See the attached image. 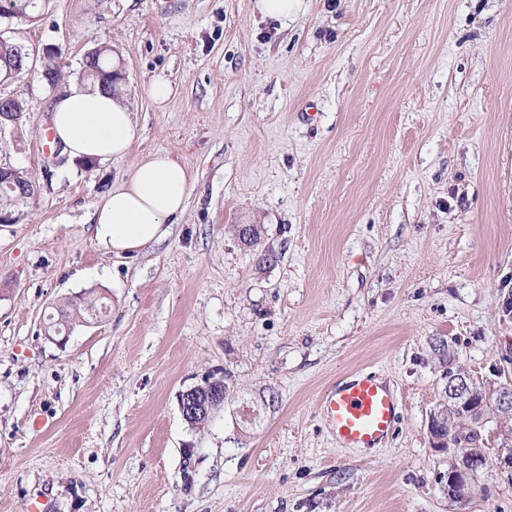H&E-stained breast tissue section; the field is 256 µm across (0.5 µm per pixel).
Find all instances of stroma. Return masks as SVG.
I'll return each instance as SVG.
<instances>
[{
	"label": "stroma",
	"mask_w": 512,
	"mask_h": 512,
	"mask_svg": "<svg viewBox=\"0 0 512 512\" xmlns=\"http://www.w3.org/2000/svg\"><path fill=\"white\" fill-rule=\"evenodd\" d=\"M9 26L64 69L0 86L24 103L0 163L39 187L0 224V512H512V423L465 502L428 429L447 371L512 378V0H308L284 25L253 0H51ZM101 44L140 136L55 159V92ZM158 152L186 209L112 254L93 206ZM79 292L108 310L58 344L46 320ZM356 371L400 400L375 448L340 447L321 408ZM212 376L224 405L190 426L179 396Z\"/></svg>",
	"instance_id": "obj_1"
}]
</instances>
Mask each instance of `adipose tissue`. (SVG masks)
Instances as JSON below:
<instances>
[{"label":"adipose tissue","instance_id":"ef3b65f1","mask_svg":"<svg viewBox=\"0 0 512 512\" xmlns=\"http://www.w3.org/2000/svg\"><path fill=\"white\" fill-rule=\"evenodd\" d=\"M54 141L70 161L89 163L127 155L139 130L119 98L95 87L61 91L51 106ZM190 174L178 160L157 153L136 162L120 186L94 207L95 239L117 254L156 244L184 212Z\"/></svg>","mask_w":512,"mask_h":512}]
</instances>
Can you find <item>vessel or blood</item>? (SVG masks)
<instances>
[{
  "label": "vessel or blood",
  "instance_id": "obj_1",
  "mask_svg": "<svg viewBox=\"0 0 512 512\" xmlns=\"http://www.w3.org/2000/svg\"><path fill=\"white\" fill-rule=\"evenodd\" d=\"M323 414L337 443L345 448L381 445L399 421V399L375 374L354 372L337 382L322 400Z\"/></svg>",
  "mask_w": 512,
  "mask_h": 512
}]
</instances>
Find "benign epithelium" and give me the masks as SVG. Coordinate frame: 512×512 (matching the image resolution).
Instances as JSON below:
<instances>
[{
    "label": "benign epithelium",
    "mask_w": 512,
    "mask_h": 512,
    "mask_svg": "<svg viewBox=\"0 0 512 512\" xmlns=\"http://www.w3.org/2000/svg\"><path fill=\"white\" fill-rule=\"evenodd\" d=\"M50 49L29 47L14 56L21 61L24 69L7 67L0 83H11L21 78L20 72L28 74L41 67V74L48 71ZM448 407L466 412V426L455 440L435 435V427L442 420L434 415L430 420L433 445L442 451H453L454 461L448 469V498L456 501L467 500L474 495L477 479L484 470L487 460L475 449L484 443L483 432L491 418L512 419V384L503 383L486 398L475 396L473 378L468 374L456 373L450 377L444 388ZM224 405V378L211 377L203 384L182 392L179 408L183 419L196 426L208 422L212 415Z\"/></svg>",
    "instance_id": "obj_1"
}]
</instances>
